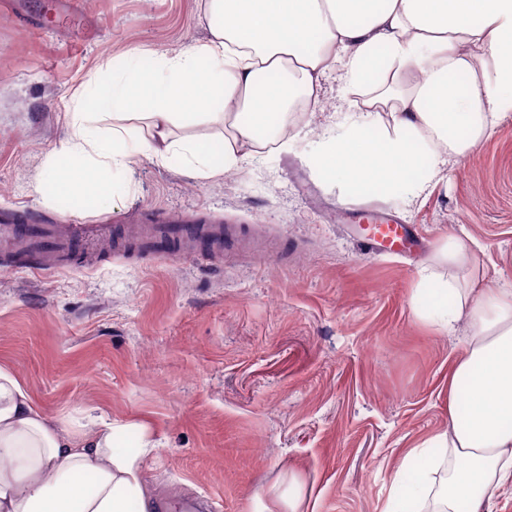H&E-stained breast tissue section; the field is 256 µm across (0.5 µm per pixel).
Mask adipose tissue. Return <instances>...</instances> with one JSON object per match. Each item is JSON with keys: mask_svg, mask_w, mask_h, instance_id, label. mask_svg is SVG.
I'll list each match as a JSON object with an SVG mask.
<instances>
[{"mask_svg": "<svg viewBox=\"0 0 512 512\" xmlns=\"http://www.w3.org/2000/svg\"><path fill=\"white\" fill-rule=\"evenodd\" d=\"M205 15L207 42L103 60L110 79L73 95L37 191L110 201L143 152L200 179L240 167L286 92L315 107L338 63L369 97L365 112L337 113L317 167L376 195L422 189L512 108V0H205ZM200 125L211 134H190ZM420 277L438 324L472 333L448 377V425L405 456L385 512H485L512 487V289ZM136 460L110 421L64 426L0 366V512H150Z\"/></svg>", "mask_w": 512, "mask_h": 512, "instance_id": "ef3b65f1", "label": "adipose tissue"}]
</instances>
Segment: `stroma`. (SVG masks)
I'll use <instances>...</instances> for the list:
<instances>
[{
	"label": "stroma",
	"mask_w": 512,
	"mask_h": 512,
	"mask_svg": "<svg viewBox=\"0 0 512 512\" xmlns=\"http://www.w3.org/2000/svg\"><path fill=\"white\" fill-rule=\"evenodd\" d=\"M209 36L202 0H0V211L142 224L198 210L275 245L216 259L107 248L46 275L0 262V366L49 416L120 427L152 500L288 512L296 487L298 512H384L404 456L448 424V373L470 334L421 315L419 269L447 274L437 250L454 236L478 244V287H512V110L425 191L354 192L308 163L337 113L364 109L338 67L309 119L241 168L198 179L141 156L110 203L34 193L72 95L108 77L102 56ZM376 215L412 225L421 247L365 253L354 227Z\"/></svg>",
	"instance_id": "obj_1"
}]
</instances>
